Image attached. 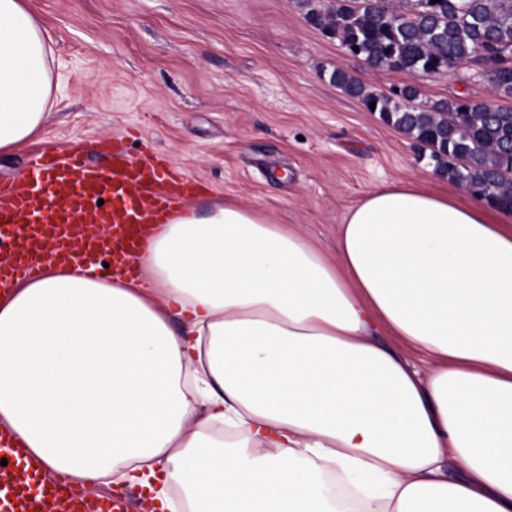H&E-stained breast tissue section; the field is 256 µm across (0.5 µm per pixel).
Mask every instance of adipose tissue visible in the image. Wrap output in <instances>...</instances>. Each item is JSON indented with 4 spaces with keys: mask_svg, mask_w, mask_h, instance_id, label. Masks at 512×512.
I'll list each match as a JSON object with an SVG mask.
<instances>
[{
    "mask_svg": "<svg viewBox=\"0 0 512 512\" xmlns=\"http://www.w3.org/2000/svg\"><path fill=\"white\" fill-rule=\"evenodd\" d=\"M48 42L0 0V152L42 128ZM134 262L0 295V428L48 474L162 512H512V211L396 181L330 253L214 201Z\"/></svg>",
    "mask_w": 512,
    "mask_h": 512,
    "instance_id": "ef3b65f1",
    "label": "adipose tissue"
}]
</instances>
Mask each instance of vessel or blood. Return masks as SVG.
<instances>
[{"mask_svg": "<svg viewBox=\"0 0 512 512\" xmlns=\"http://www.w3.org/2000/svg\"><path fill=\"white\" fill-rule=\"evenodd\" d=\"M104 164L86 154L47 149L19 182H0V224H25L29 231L0 247V288L35 276L45 244L67 263L80 255H111L116 268L130 269L133 253L154 225L164 224L186 201L187 181L160 160L133 157L121 140L99 144ZM112 229L111 238L87 236L86 227ZM65 482L46 481L38 459L0 429V512H89Z\"/></svg>", "mask_w": 512, "mask_h": 512, "instance_id": "b4317fda", "label": "vessel or blood"}]
</instances>
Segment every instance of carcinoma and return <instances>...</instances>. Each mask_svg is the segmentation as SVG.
I'll return each mask as SVG.
<instances>
[{
	"label": "carcinoma",
	"mask_w": 512,
	"mask_h": 512,
	"mask_svg": "<svg viewBox=\"0 0 512 512\" xmlns=\"http://www.w3.org/2000/svg\"><path fill=\"white\" fill-rule=\"evenodd\" d=\"M305 18L376 71L437 75L493 60L488 78L512 98V0H300ZM329 79L381 118L431 148L435 170L512 211V107L448 98L421 108L418 86L387 95L348 72Z\"/></svg>",
	"instance_id": "carcinoma-1"
}]
</instances>
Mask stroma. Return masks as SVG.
Listing matches in <instances>:
<instances>
[{"mask_svg": "<svg viewBox=\"0 0 512 512\" xmlns=\"http://www.w3.org/2000/svg\"><path fill=\"white\" fill-rule=\"evenodd\" d=\"M51 38L52 90L38 136L0 156L19 178L37 150L92 151L122 136L200 181L188 206L231 198L298 227L325 250L371 189L437 174L428 147L329 81L340 68L371 90L418 85V106L495 103L465 64L431 77L375 71L309 25L298 0H26Z\"/></svg>", "mask_w": 512, "mask_h": 512, "instance_id": "stroma-1", "label": "stroma"}]
</instances>
